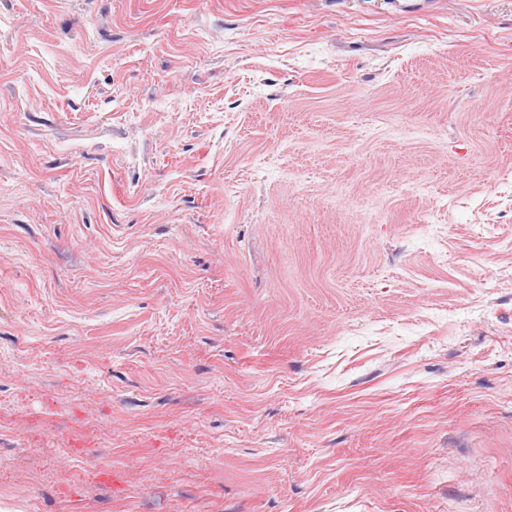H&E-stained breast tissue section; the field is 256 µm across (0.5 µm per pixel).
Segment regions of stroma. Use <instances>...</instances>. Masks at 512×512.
<instances>
[{
    "instance_id": "obj_1",
    "label": "stroma",
    "mask_w": 512,
    "mask_h": 512,
    "mask_svg": "<svg viewBox=\"0 0 512 512\" xmlns=\"http://www.w3.org/2000/svg\"><path fill=\"white\" fill-rule=\"evenodd\" d=\"M0 512H512V0H0Z\"/></svg>"
}]
</instances>
